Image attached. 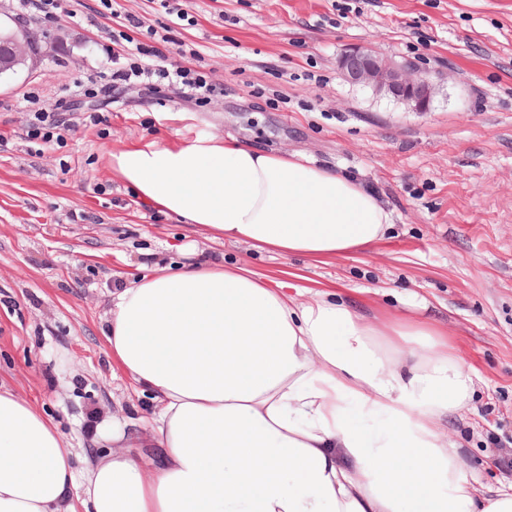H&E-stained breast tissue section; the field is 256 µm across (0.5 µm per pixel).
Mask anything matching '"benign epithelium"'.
Instances as JSON below:
<instances>
[{"label":"benign epithelium","instance_id":"7a95c632","mask_svg":"<svg viewBox=\"0 0 512 512\" xmlns=\"http://www.w3.org/2000/svg\"><path fill=\"white\" fill-rule=\"evenodd\" d=\"M40 50L27 30H11L0 46V74L18 63L33 61ZM341 78L353 86H366L401 102L416 112L429 109L437 90L436 80L408 63L383 57L367 45L344 51L338 60Z\"/></svg>","mask_w":512,"mask_h":512}]
</instances>
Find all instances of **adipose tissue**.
Masks as SVG:
<instances>
[{
    "label": "adipose tissue",
    "instance_id": "1",
    "mask_svg": "<svg viewBox=\"0 0 512 512\" xmlns=\"http://www.w3.org/2000/svg\"><path fill=\"white\" fill-rule=\"evenodd\" d=\"M112 171L212 239L286 255L365 251L391 225L354 178L233 138L148 142ZM102 338L152 393L149 432L113 417L79 476L58 426L0 386V512H512L448 436L474 379L441 326L190 263L114 288Z\"/></svg>",
    "mask_w": 512,
    "mask_h": 512
}]
</instances>
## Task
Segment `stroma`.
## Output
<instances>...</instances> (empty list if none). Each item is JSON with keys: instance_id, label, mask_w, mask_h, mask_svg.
Listing matches in <instances>:
<instances>
[{"instance_id": "35a3bbf8", "label": "stroma", "mask_w": 512, "mask_h": 512, "mask_svg": "<svg viewBox=\"0 0 512 512\" xmlns=\"http://www.w3.org/2000/svg\"><path fill=\"white\" fill-rule=\"evenodd\" d=\"M56 22L31 18L41 54L0 82V383L64 434L77 468L107 448L95 415L134 432L154 410L112 360L102 326L113 288L155 264L247 263L298 295L337 291L359 312L442 325L474 370L467 409L448 421L467 474L512 483V0H183L170 25L151 0L121 14L170 26L197 49L215 91L112 81L100 0H59ZM369 45L443 80L414 112L338 75L346 49ZM76 120L62 143L26 138L31 111ZM96 114L98 125L80 123ZM201 134L234 137L356 178L393 224L377 246L319 261L209 240L137 201L113 152Z\"/></svg>"}]
</instances>
